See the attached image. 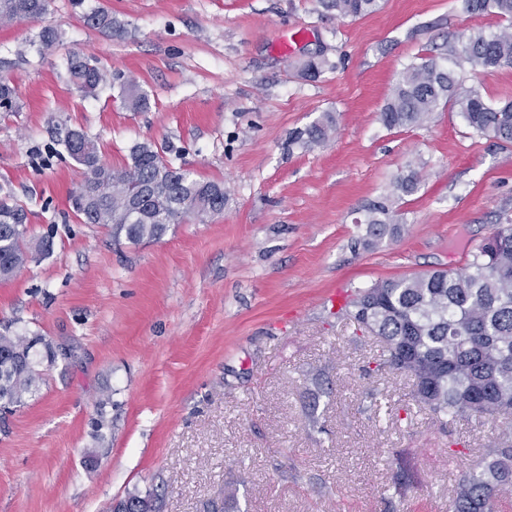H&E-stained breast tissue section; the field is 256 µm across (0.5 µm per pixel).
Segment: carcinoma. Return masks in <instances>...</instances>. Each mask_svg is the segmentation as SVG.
<instances>
[{
    "mask_svg": "<svg viewBox=\"0 0 512 512\" xmlns=\"http://www.w3.org/2000/svg\"><path fill=\"white\" fill-rule=\"evenodd\" d=\"M327 12L361 18L375 12L379 0H318ZM50 0H0V23L43 17ZM474 13H491L512 21V0H467ZM84 24L112 37L127 33L126 23L100 7L82 14ZM454 67L441 66L432 57L407 64L379 113L386 128L421 126L440 106L455 108L469 128L512 146V100L490 104L479 86L465 85L468 65L492 71L512 65V33H464L450 47ZM67 73L86 96H94L107 82L96 59L73 52ZM126 108L142 112L149 98L130 78L121 81ZM18 93L0 78V110L12 112ZM336 129L330 112L321 120L292 132L288 147L310 149L329 140ZM70 157L83 167L84 177L73 199L85 224L104 227L113 240L133 244L161 238L171 224L188 219L199 222L224 212V185L201 181L174 166L165 148L140 143L130 150L122 168L104 164L98 143L81 130L66 140ZM419 188L411 169L391 184L390 191L362 207L365 225L362 244L372 247L397 231L394 205ZM24 206L0 199V269L18 271L28 261L53 252V238H28ZM343 315L363 333L379 339L382 358L375 370L387 367L414 380V401L436 420L458 415L496 422L512 416V218L503 217L495 233L480 243L463 272L436 270L413 277L381 280L354 291ZM45 357H57L46 337L0 333V401L22 403L36 381L37 346ZM499 442L465 473L449 501V512H496L498 494L512 489V427L498 434ZM395 490L402 492L416 481L403 457ZM125 512H159L156 499L130 493L121 500Z\"/></svg>",
    "mask_w": 512,
    "mask_h": 512,
    "instance_id": "obj_1",
    "label": "carcinoma"
}]
</instances>
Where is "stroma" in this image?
<instances>
[{
	"label": "stroma",
	"instance_id": "obj_1",
	"mask_svg": "<svg viewBox=\"0 0 512 512\" xmlns=\"http://www.w3.org/2000/svg\"><path fill=\"white\" fill-rule=\"evenodd\" d=\"M380 4L352 19L317 0H52L44 21L0 25V76L20 100L0 112V196L25 207L30 237L54 241L0 280V332L70 351L0 419V512H106L134 490L161 512H448L498 426L435 421L412 377L369 372L380 342L327 297L462 271L500 212L512 215V148L443 106L419 127L379 120L406 64L506 22L465 0ZM98 6L127 22L125 37L83 25L81 10ZM46 25L62 45H40ZM72 51L135 78L149 108L129 111L109 87L83 96L65 73ZM315 55L328 67L302 78ZM327 112L331 140L286 150ZM75 129L112 167L135 143L165 147L175 166L223 183V213L113 242L74 210L83 169L63 141ZM412 168L422 182L396 205L397 233L363 248L362 206ZM452 443L468 458L449 459ZM399 453L417 472L402 496Z\"/></svg>",
	"mask_w": 512,
	"mask_h": 512
}]
</instances>
